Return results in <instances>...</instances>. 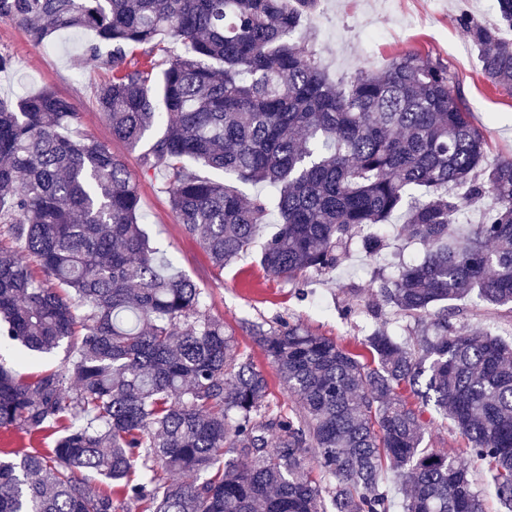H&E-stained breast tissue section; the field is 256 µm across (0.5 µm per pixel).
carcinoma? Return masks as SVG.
Returning a JSON list of instances; mask_svg holds the SVG:
<instances>
[{
	"label": "carcinoma",
	"instance_id": "obj_1",
	"mask_svg": "<svg viewBox=\"0 0 512 512\" xmlns=\"http://www.w3.org/2000/svg\"><path fill=\"white\" fill-rule=\"evenodd\" d=\"M316 6L0 0V21L35 45L95 35L87 51L112 72L97 109L131 148L164 125L142 171L165 176L177 222L215 266L247 253L273 211L260 263L301 286L353 245L376 262L396 222L425 247L368 283L372 318L389 307L414 321L406 340L377 324L357 354L296 325L249 327L296 403L274 408L251 354L152 246L124 163L68 133L71 100L0 98V236L14 244L0 247V342L24 360L67 349L32 382L0 364V429L63 431L47 452L0 450V512H116L92 478L149 512H391L385 471L409 488L403 512H483L474 471L424 447L429 405L512 512V341L448 317L466 298L512 306V154L489 158L456 76L429 55L331 81L301 28ZM496 11L495 27L456 17L493 86L512 81V0ZM235 181L275 193L248 199ZM480 201L482 221L455 234Z\"/></svg>",
	"mask_w": 512,
	"mask_h": 512
}]
</instances>
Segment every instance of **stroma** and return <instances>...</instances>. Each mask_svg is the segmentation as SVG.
<instances>
[{
  "instance_id": "1",
  "label": "stroma",
  "mask_w": 512,
  "mask_h": 512,
  "mask_svg": "<svg viewBox=\"0 0 512 512\" xmlns=\"http://www.w3.org/2000/svg\"><path fill=\"white\" fill-rule=\"evenodd\" d=\"M462 12L487 25L497 20L494 0H318L304 31L326 75L336 82L361 69H383L404 52L442 60L459 75L471 120L483 131L493 153L512 154V88L493 87L484 78L469 36L455 23ZM88 39L85 33L61 32L36 46L21 30L0 21V52L11 54L15 61L11 71L0 73V97L15 99L47 86L73 101L77 112L73 134L107 144L123 158L137 186L142 222L152 242L172 255L178 269L203 289L212 313L223 319L240 348L264 369L271 405H291L248 326L285 321L361 351L367 308L374 298L360 255L349 252L336 270L319 276L304 297L287 280L265 272L254 249L225 269H215L178 224L163 177H144L138 151L113 140L95 103L96 88L109 72L86 54Z\"/></svg>"
}]
</instances>
